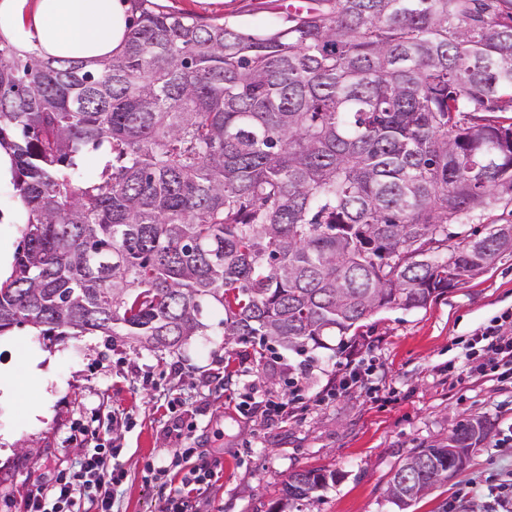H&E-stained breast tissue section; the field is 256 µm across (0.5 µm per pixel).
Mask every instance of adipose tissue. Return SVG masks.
I'll return each instance as SVG.
<instances>
[{"instance_id":"ef3b65f1","label":"adipose tissue","mask_w":512,"mask_h":512,"mask_svg":"<svg viewBox=\"0 0 512 512\" xmlns=\"http://www.w3.org/2000/svg\"><path fill=\"white\" fill-rule=\"evenodd\" d=\"M129 32L123 0H0V37L44 58L95 62Z\"/></svg>"}]
</instances>
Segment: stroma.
Masks as SVG:
<instances>
[{"mask_svg": "<svg viewBox=\"0 0 512 512\" xmlns=\"http://www.w3.org/2000/svg\"><path fill=\"white\" fill-rule=\"evenodd\" d=\"M165 9L246 33L284 25L287 0H160ZM25 209L14 186H0V241L23 245ZM512 312V252L492 268L439 295L426 307L383 308L345 336L300 355L275 347L224 344L223 309L203 306L204 326L181 348L150 351L124 337L83 333L43 336L30 325L0 336V368L21 390L0 403V500L22 503L58 470L78 464L81 425L114 438V464L124 479L112 512H158L146 483L148 462L170 459L181 444L175 418L196 423L195 446L214 472L196 500L198 512H270L289 474L325 468L336 474L303 501L300 512H399L387 482L414 449L451 434L466 418L492 424L469 466L408 512H502L494 489L512 483V385L473 381L455 369L469 339L503 312ZM364 346L361 384L336 396L325 385L345 361V345ZM44 354V373L26 379L28 353ZM315 370L293 390L282 365ZM287 405L266 424L258 410H241L247 396ZM45 408L31 418L32 409Z\"/></svg>", "mask_w": 512, "mask_h": 512, "instance_id": "stroma-1", "label": "stroma"}]
</instances>
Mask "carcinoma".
I'll use <instances>...</instances> for the list:
<instances>
[{"label": "carcinoma", "instance_id": "1", "mask_svg": "<svg viewBox=\"0 0 512 512\" xmlns=\"http://www.w3.org/2000/svg\"><path fill=\"white\" fill-rule=\"evenodd\" d=\"M127 2L123 50L92 67L0 40V148L26 208L0 336L177 349L214 302L224 344L304 353L512 252V224L448 245L512 199V0H314L253 34ZM490 435L468 418L411 452L390 498L404 512ZM334 481L289 474L274 512Z\"/></svg>", "mask_w": 512, "mask_h": 512}]
</instances>
